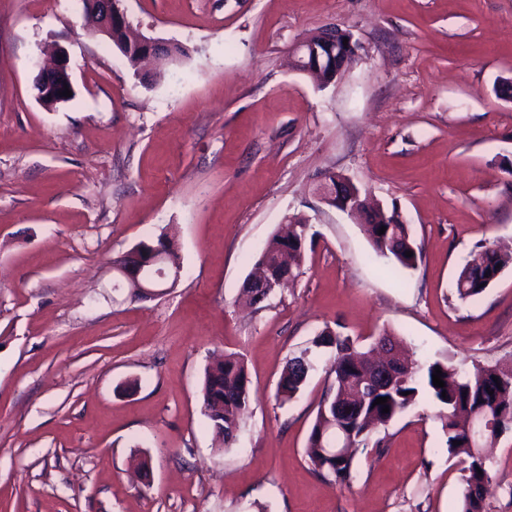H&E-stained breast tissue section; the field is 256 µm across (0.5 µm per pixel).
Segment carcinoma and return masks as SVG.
<instances>
[{
	"instance_id": "obj_1",
	"label": "carcinoma",
	"mask_w": 512,
	"mask_h": 512,
	"mask_svg": "<svg viewBox=\"0 0 512 512\" xmlns=\"http://www.w3.org/2000/svg\"><path fill=\"white\" fill-rule=\"evenodd\" d=\"M112 44L133 68L138 56L128 54L126 48L135 43L137 34L128 21L114 12L112 32L108 34ZM388 221L384 234H379V224H365L363 230L374 253L389 259L401 269H414L421 259V249L416 244L411 225L399 223L396 209L387 211ZM292 232L284 237L273 234L259 255L256 265L265 267L271 278L288 275L291 281L301 274L309 236L310 224L301 215L288 217ZM412 252L408 257L405 252ZM512 267V252L505 253L492 245H481L473 251L457 273L454 293L464 302L482 294L495 281L496 276ZM379 339L388 342L396 353L403 356L407 367L398 373L392 386L378 394H372L360 405L353 407L347 422L336 419V404L346 403L352 396L355 384L372 367L370 352L361 350L348 336L328 328L312 340V347L334 351L328 386L317 410L308 436L306 455L315 473L334 485L349 484L354 467L356 449L365 448L373 430L384 427L398 416L415 406L421 392H426L441 408L443 430L447 436L448 455L460 457L465 463V490L461 512H483L482 483L490 478L486 462L476 459L471 439L460 426L459 417L469 411L486 415L491 428L485 432L483 444L491 446L507 429L512 427V365L477 366L471 373L461 372L450 361H434L420 365L405 352L402 340L388 331ZM306 348L290 357L280 376L276 397L280 400L293 398L306 382L313 369ZM442 371L445 387L433 385L435 368ZM251 382L243 359L229 353L205 368L201 387L202 410L214 433L224 443H229L239 427L241 417L250 404ZM493 394H488V391ZM387 398L389 412L374 404L377 397ZM349 439L350 452L341 458L327 455V449Z\"/></svg>"
}]
</instances>
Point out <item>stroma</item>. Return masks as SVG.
<instances>
[{"instance_id": "stroma-1", "label": "stroma", "mask_w": 512, "mask_h": 512, "mask_svg": "<svg viewBox=\"0 0 512 512\" xmlns=\"http://www.w3.org/2000/svg\"><path fill=\"white\" fill-rule=\"evenodd\" d=\"M134 29L187 54L143 78L84 28L82 0H0V512H459L464 465L429 397L358 449L350 485L305 454L328 386L324 328L401 338L421 363L512 362V267L461 302L476 243L512 251V0H121ZM359 45L325 88L292 66L331 26ZM63 48L71 100L36 99ZM350 178L410 224L422 257L393 269L316 192ZM314 234L302 273L238 303L285 216ZM174 235L179 284L151 300L112 260ZM238 354L251 400L232 447L202 412L214 352ZM138 383L135 393L125 382ZM150 457L149 476L135 460ZM484 512H512V429L488 450ZM310 351V348H306L299 355L288 359L277 385V399L285 401L293 398L306 382L309 372L313 369L308 356Z\"/></svg>"}]
</instances>
